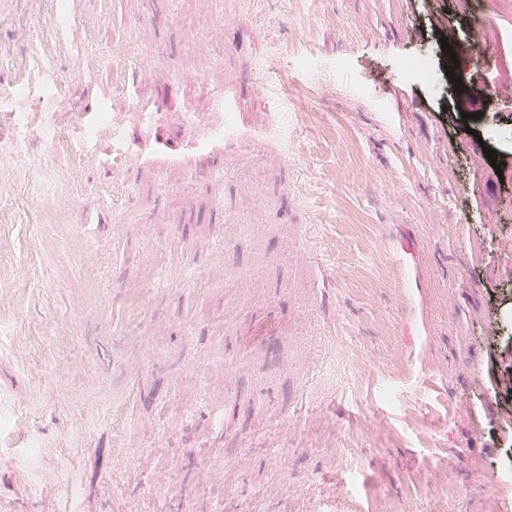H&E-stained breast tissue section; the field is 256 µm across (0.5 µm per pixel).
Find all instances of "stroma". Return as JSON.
I'll return each instance as SVG.
<instances>
[{"label":"stroma","mask_w":512,"mask_h":512,"mask_svg":"<svg viewBox=\"0 0 512 512\" xmlns=\"http://www.w3.org/2000/svg\"><path fill=\"white\" fill-rule=\"evenodd\" d=\"M81 2L0 0L17 57L82 30L45 67L85 89L0 72V220L70 197L92 228L0 257V433L28 432L0 512H512V180L479 152L512 166V0ZM116 39L161 57L115 67Z\"/></svg>","instance_id":"35a3bbf8"}]
</instances>
